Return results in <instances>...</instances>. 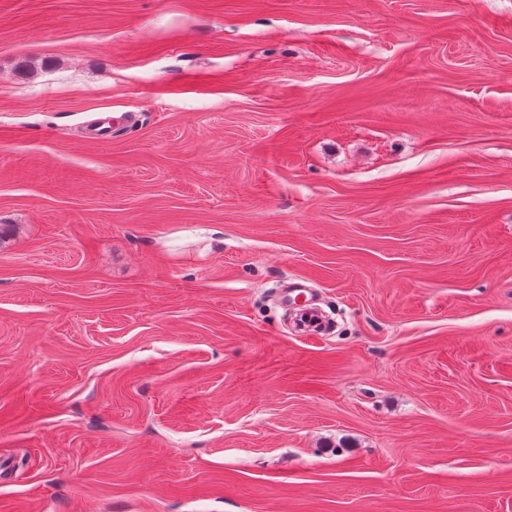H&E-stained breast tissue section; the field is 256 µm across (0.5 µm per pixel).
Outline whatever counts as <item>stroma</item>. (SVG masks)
<instances>
[{"mask_svg":"<svg viewBox=\"0 0 512 512\" xmlns=\"http://www.w3.org/2000/svg\"><path fill=\"white\" fill-rule=\"evenodd\" d=\"M0 225V512H512V0H0Z\"/></svg>","mask_w":512,"mask_h":512,"instance_id":"1","label":"stroma"}]
</instances>
